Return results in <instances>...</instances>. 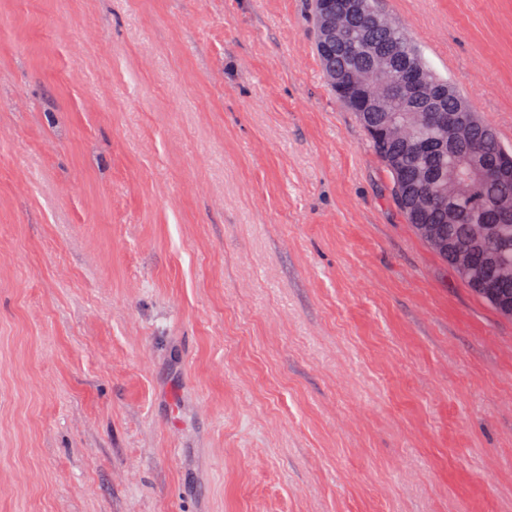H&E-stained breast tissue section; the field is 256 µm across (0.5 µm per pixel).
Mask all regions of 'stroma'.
Listing matches in <instances>:
<instances>
[{"instance_id": "obj_1", "label": "stroma", "mask_w": 512, "mask_h": 512, "mask_svg": "<svg viewBox=\"0 0 512 512\" xmlns=\"http://www.w3.org/2000/svg\"><path fill=\"white\" fill-rule=\"evenodd\" d=\"M380 6L512 145V0ZM0 512H512V319L309 0H0Z\"/></svg>"}]
</instances>
